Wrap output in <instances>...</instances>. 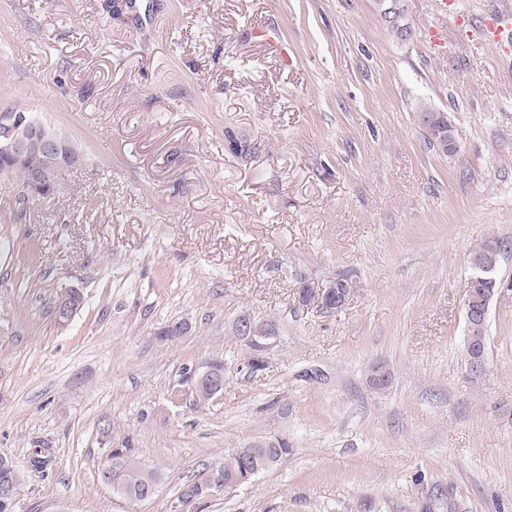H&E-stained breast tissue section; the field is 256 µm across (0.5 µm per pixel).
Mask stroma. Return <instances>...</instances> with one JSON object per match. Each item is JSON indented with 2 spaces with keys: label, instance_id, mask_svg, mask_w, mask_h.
<instances>
[{
  "label": "stroma",
  "instance_id": "1",
  "mask_svg": "<svg viewBox=\"0 0 512 512\" xmlns=\"http://www.w3.org/2000/svg\"><path fill=\"white\" fill-rule=\"evenodd\" d=\"M437 21L432 0H0V113L83 153L48 198L0 181L11 512H173L206 466L281 437L287 457L203 512H512V250L482 374L464 351L469 253L512 240V69L483 43L432 52ZM339 279L335 312L299 303ZM246 315L278 330L256 375ZM212 359L224 391L199 405L183 372ZM125 441L161 471L147 502L102 479Z\"/></svg>",
  "mask_w": 512,
  "mask_h": 512
}]
</instances>
